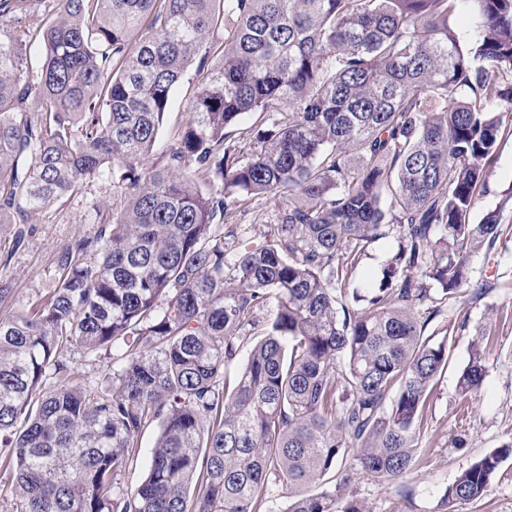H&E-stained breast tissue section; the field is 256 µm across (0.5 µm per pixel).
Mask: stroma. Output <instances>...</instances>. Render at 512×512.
Here are the masks:
<instances>
[{
    "label": "stroma",
    "mask_w": 512,
    "mask_h": 512,
    "mask_svg": "<svg viewBox=\"0 0 512 512\" xmlns=\"http://www.w3.org/2000/svg\"><path fill=\"white\" fill-rule=\"evenodd\" d=\"M198 80L196 71L191 70L177 86L152 158L154 166H163L162 156L171 143L172 131L188 120L187 105ZM503 124L488 189L470 215L474 224L498 208L503 223L512 225V208L503 204L506 195L512 193V114L504 115ZM123 204L119 184L104 177L86 181L65 205L52 206L34 217L24 247L8 263L0 262V287L9 291L0 301V310H26L46 298L56 285L65 248L76 239L95 236L102 216ZM230 219L238 231L252 236L262 235L276 221L273 207L262 196L239 198L231 208ZM397 247L393 236L371 243L352 277V287L376 285L381 267ZM468 267L474 279L489 283L488 294L474 302H449L426 332L444 335L460 311L467 312L470 326H487L490 339L483 384L469 398L458 394L457 382L469 358V339L454 336L448 367L430 391L420 460L407 480L412 494L404 498L394 486L357 476L351 491L369 512H445L444 492L461 471L474 459L512 443V238L501 237L493 248L472 253ZM458 512H512V456L500 464L488 496L459 505Z\"/></svg>",
    "instance_id": "obj_1"
}]
</instances>
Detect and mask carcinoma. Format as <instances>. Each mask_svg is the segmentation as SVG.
Here are the masks:
<instances>
[{
  "mask_svg": "<svg viewBox=\"0 0 512 512\" xmlns=\"http://www.w3.org/2000/svg\"><path fill=\"white\" fill-rule=\"evenodd\" d=\"M463 1L478 17L467 49L451 26ZM38 2L0 0V224L17 225L0 259L91 178L112 174L128 205L66 248L46 299L0 313L14 512H369L353 475L403 490L450 354L425 327L488 293L466 258L503 234L500 211L470 214L502 134L494 108L512 112V0H58L32 83ZM195 63L191 120L149 167ZM251 112L267 127L229 143ZM252 195L278 207L260 238L228 227ZM392 234L377 287L348 291ZM487 346L475 329L461 394L481 388ZM72 350L111 373L47 386ZM152 423L148 476L125 492ZM509 453L463 470L448 512L486 496Z\"/></svg>",
  "mask_w": 512,
  "mask_h": 512,
  "instance_id": "cac0c4a2",
  "label": "carcinoma"
}]
</instances>
